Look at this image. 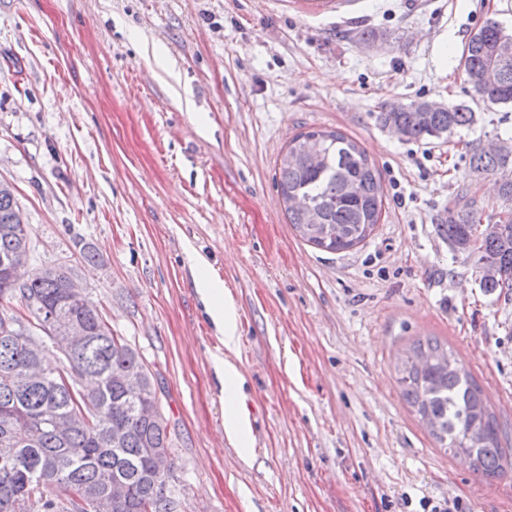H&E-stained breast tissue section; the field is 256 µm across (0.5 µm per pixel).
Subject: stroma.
<instances>
[{
    "label": "stroma",
    "mask_w": 512,
    "mask_h": 512,
    "mask_svg": "<svg viewBox=\"0 0 512 512\" xmlns=\"http://www.w3.org/2000/svg\"><path fill=\"white\" fill-rule=\"evenodd\" d=\"M490 18L512 28V0H0V181L28 265H75L158 373L182 512H512V473L440 448L396 373L414 342L447 343L512 447V295L437 232L466 205L512 213L470 171L473 147L512 136V107L428 143L377 119L468 101L459 60ZM312 128L356 139L384 181L373 233L340 253L295 235L275 183ZM78 239L102 264H77ZM200 278L236 310L233 347ZM228 362L247 420L232 440Z\"/></svg>",
    "instance_id": "1"
}]
</instances>
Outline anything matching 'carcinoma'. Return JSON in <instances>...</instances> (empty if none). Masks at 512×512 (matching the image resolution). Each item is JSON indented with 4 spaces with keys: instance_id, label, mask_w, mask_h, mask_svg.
I'll list each match as a JSON object with an SVG mask.
<instances>
[{
    "instance_id": "obj_1",
    "label": "carcinoma",
    "mask_w": 512,
    "mask_h": 512,
    "mask_svg": "<svg viewBox=\"0 0 512 512\" xmlns=\"http://www.w3.org/2000/svg\"><path fill=\"white\" fill-rule=\"evenodd\" d=\"M472 80V104L425 110L427 99L405 108L386 104L383 126L407 140L444 139L470 127L474 106L512 105V30L487 20L473 33L461 58ZM512 137L470 158L475 175L499 174L501 198L512 200ZM276 185L288 203V223L311 246L326 252L364 243L383 207L382 176L358 143L336 130L298 134L276 160ZM13 188L0 182V512H89L104 500L110 512H179L169 484L172 461L168 419L155 375L139 351L114 335L102 311L71 293L67 264L31 271L7 260L33 249L29 225L14 223ZM496 234L480 231L473 207L448 211L438 231L450 248L477 256L481 287L512 292V215L498 217ZM79 322L80 346L66 351L41 330V318ZM405 401L429 419L433 439L493 478L512 461L501 445L496 418L471 376L438 340L415 345L398 370ZM125 494L112 499V483Z\"/></svg>"
}]
</instances>
